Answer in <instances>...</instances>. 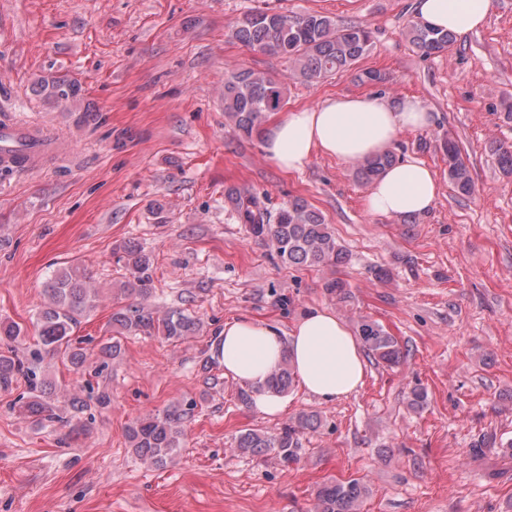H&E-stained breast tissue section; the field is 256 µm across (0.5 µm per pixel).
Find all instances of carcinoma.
<instances>
[{
    "label": "carcinoma",
    "mask_w": 512,
    "mask_h": 512,
    "mask_svg": "<svg viewBox=\"0 0 512 512\" xmlns=\"http://www.w3.org/2000/svg\"><path fill=\"white\" fill-rule=\"evenodd\" d=\"M406 36L423 57L443 53L455 43V35L432 28L416 20L406 30ZM231 38L252 51L279 56L288 61L289 76L310 84L327 81L340 73L353 71L362 84L387 81L386 73L375 69L356 68L358 62L372 49V32L363 23L346 22L319 13L288 16L282 13L252 11L240 18L231 30ZM48 95L63 105L75 99L78 88L66 78L57 77L45 85ZM288 88L280 79L253 69H242L224 77V115L233 130L244 138L256 132L267 115L280 111L287 103ZM448 180L461 196L475 192L469 166L453 135L442 143ZM500 173L512 177V146L493 142ZM396 162L393 154L366 159L358 163L356 174L366 183L373 182L386 167ZM238 220L247 224L252 233L268 239L282 264L288 266L322 267L331 271L347 261L348 255L324 216L305 199L294 197L278 210L275 222H270L267 209L260 198L250 192L233 189L225 196ZM119 259L129 271L128 280L119 287L120 294L137 300L112 313L110 325L119 334L143 336L161 335L177 343L195 333L199 319L183 310L164 315L154 311L146 301L152 293L154 263L142 247L132 241L120 247ZM45 302L37 318L40 348L31 351V360L20 358L11 343L18 340L22 330L13 323L0 321V391L12 388L18 376L29 382L30 396L18 400L19 413L37 420L60 419L56 414L59 394L37 370L49 359H60L76 373L84 371L87 353L73 339L74 328L97 306L98 289L92 287L84 268L73 264L53 275L44 287ZM358 335L363 347L376 361L388 366L400 364L403 352L399 341L375 321L363 319L358 323ZM294 370L285 359L271 374L265 389L282 395L293 387ZM197 407L173 405L161 412L150 413L129 426L127 439L133 453L143 462L161 465L181 447L183 422ZM322 426L316 413L301 412L287 425L275 432L248 430L239 435L236 448L242 452H273L281 459L293 462L301 447V436L315 433ZM370 494L363 480L323 483L316 492L315 512H360V506Z\"/></svg>",
    "instance_id": "cac0c4a2"
}]
</instances>
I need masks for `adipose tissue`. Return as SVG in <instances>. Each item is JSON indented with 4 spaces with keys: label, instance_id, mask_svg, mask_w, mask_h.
I'll use <instances>...</instances> for the list:
<instances>
[{
    "label": "adipose tissue",
    "instance_id": "obj_1",
    "mask_svg": "<svg viewBox=\"0 0 512 512\" xmlns=\"http://www.w3.org/2000/svg\"><path fill=\"white\" fill-rule=\"evenodd\" d=\"M414 7L416 17L426 24L463 36L486 24L493 0H415ZM430 124V112L411 98L393 102L332 94L275 121L263 139V151L275 167L293 174L303 171L318 153L345 162L375 157L401 133ZM439 191V180L429 166L415 159L400 160L373 181L366 206L374 214L414 219L432 209ZM213 351L225 375L257 386L254 404L267 416L285 408L280 396L262 388L282 358L290 359L305 393L324 402L355 393L365 376L359 337L326 307L306 311L285 335L248 317L226 321Z\"/></svg>",
    "mask_w": 512,
    "mask_h": 512
}]
</instances>
